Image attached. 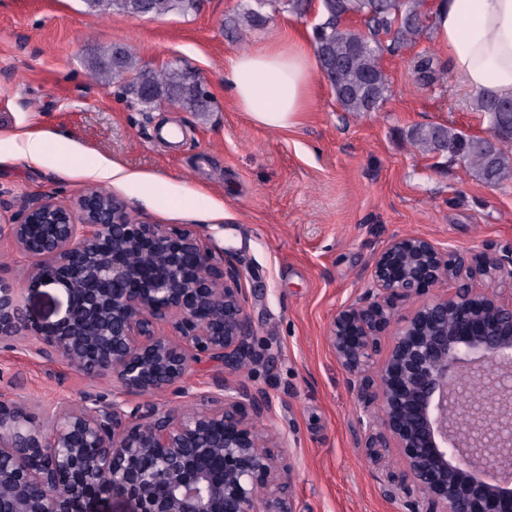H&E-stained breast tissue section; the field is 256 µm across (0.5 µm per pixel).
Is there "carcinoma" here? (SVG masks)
Returning a JSON list of instances; mask_svg holds the SVG:
<instances>
[{
  "mask_svg": "<svg viewBox=\"0 0 512 512\" xmlns=\"http://www.w3.org/2000/svg\"><path fill=\"white\" fill-rule=\"evenodd\" d=\"M201 0H84L88 11L112 12L133 17L161 19L197 12ZM275 0H248L245 8L227 19L235 31L236 47L249 44L250 31L268 18L266 9ZM322 21L314 34L321 77L345 112L365 114L381 109L390 91V76L381 63L382 38L398 47L415 42L430 27L423 0H320ZM357 18L363 26L356 27ZM94 84L107 88L132 75L128 91L140 111L149 112L162 102H174L191 112H208V98L197 94L192 72L176 63L160 67L144 64L125 48L100 47L88 66ZM417 80L434 82L440 74L430 54L415 66ZM473 110L488 122L487 138L470 135L452 125L431 124L412 128L407 143L417 152L454 163L473 179L496 186L512 179V98L482 94Z\"/></svg>",
  "mask_w": 512,
  "mask_h": 512,
  "instance_id": "carcinoma-1",
  "label": "carcinoma"
}]
</instances>
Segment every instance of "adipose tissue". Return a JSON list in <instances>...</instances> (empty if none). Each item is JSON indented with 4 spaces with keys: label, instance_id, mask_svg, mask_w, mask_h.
<instances>
[{
    "label": "adipose tissue",
    "instance_id": "obj_1",
    "mask_svg": "<svg viewBox=\"0 0 512 512\" xmlns=\"http://www.w3.org/2000/svg\"><path fill=\"white\" fill-rule=\"evenodd\" d=\"M437 40L456 78L471 90L512 96V0H431ZM314 50L297 32L232 54L224 87L258 124L284 129L307 112Z\"/></svg>",
    "mask_w": 512,
    "mask_h": 512
}]
</instances>
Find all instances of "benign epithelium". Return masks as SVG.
Wrapping results in <instances>:
<instances>
[{
	"label": "benign epithelium",
	"mask_w": 512,
	"mask_h": 512,
	"mask_svg": "<svg viewBox=\"0 0 512 512\" xmlns=\"http://www.w3.org/2000/svg\"><path fill=\"white\" fill-rule=\"evenodd\" d=\"M4 233L30 261L29 287L66 295L60 321L32 329L40 352L121 386L110 402L86 393L39 417L27 400L0 396L6 512H87L103 496L133 512H294L262 428L264 392L225 385L205 412L137 401L204 358L245 368L254 329L236 264L197 232L143 224L123 202L86 194L75 209L35 202ZM447 279L460 286L425 297ZM484 280L509 295L473 288ZM415 299L395 322L399 303ZM27 328L17 289L0 282V340ZM330 344L362 404L366 455L384 467L386 449L401 457L383 497L405 512H512V249L473 258L425 236L393 239L372 286L337 313Z\"/></svg>",
	"instance_id": "benign-epithelium-1"
}]
</instances>
